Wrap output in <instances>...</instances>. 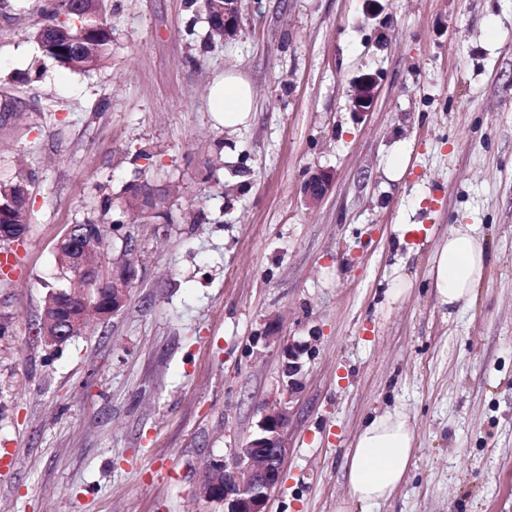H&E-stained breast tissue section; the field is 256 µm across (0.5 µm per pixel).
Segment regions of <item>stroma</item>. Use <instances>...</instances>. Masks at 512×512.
<instances>
[{"label":"stroma","instance_id":"obj_1","mask_svg":"<svg viewBox=\"0 0 512 512\" xmlns=\"http://www.w3.org/2000/svg\"><path fill=\"white\" fill-rule=\"evenodd\" d=\"M56 3L0 0V188L29 190L24 237L0 245L21 258L0 268V512H224L199 495L208 465L276 402L268 512H338L358 431L393 408L416 452L372 512H512V0H243L223 41L188 0H106L88 71L32 39ZM228 70L255 95L232 134L209 101ZM143 180L165 200L125 227V307L44 344L59 240ZM399 224L421 230L400 245ZM452 224L485 237L489 275L447 320L428 258ZM399 268L413 287L390 309ZM378 75L365 73L354 79L351 90V106L353 112L365 115L371 112L377 93ZM332 178L328 172L320 171L310 175L304 184V197L309 205L317 204L328 192Z\"/></svg>","mask_w":512,"mask_h":512}]
</instances>
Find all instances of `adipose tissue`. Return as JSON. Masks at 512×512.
<instances>
[{
	"mask_svg": "<svg viewBox=\"0 0 512 512\" xmlns=\"http://www.w3.org/2000/svg\"><path fill=\"white\" fill-rule=\"evenodd\" d=\"M215 118L233 133L254 116L251 85L234 71L210 90ZM488 272L485 239L474 225L454 224L447 242L430 259V280L437 305L444 317L469 306ZM416 432L402 410L370 417L359 431L347 455L345 479L349 504L362 508L390 500L404 483L416 448Z\"/></svg>",
	"mask_w": 512,
	"mask_h": 512,
	"instance_id": "ef3b65f1",
	"label": "adipose tissue"
}]
</instances>
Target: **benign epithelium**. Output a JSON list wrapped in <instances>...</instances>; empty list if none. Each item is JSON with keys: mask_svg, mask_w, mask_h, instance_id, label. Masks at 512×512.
<instances>
[{"mask_svg": "<svg viewBox=\"0 0 512 512\" xmlns=\"http://www.w3.org/2000/svg\"><path fill=\"white\" fill-rule=\"evenodd\" d=\"M221 24L224 38L235 35L239 25L241 0H223ZM378 75L365 73L354 79L351 90L353 112L365 115L371 112L377 93ZM332 183L329 173L320 171L310 175L304 184V197L308 204H317L328 192ZM133 200L122 207V214L134 209L143 218L156 213L160 195L146 184L138 185L132 192ZM28 220H11L0 223V239L20 238ZM73 252L71 263L65 270L83 281L85 292L79 303L65 307L53 302L45 306L36 333L47 344H61L84 332L83 306L91 303L97 307L96 316L106 320L119 312L126 303L127 293L135 274L133 263L117 260L109 273L103 272L101 261L89 262L86 256L104 255L101 238L87 224H74L63 236L58 249ZM105 283L103 292H97L99 283ZM286 415L281 407L269 405L260 421V434L233 451L229 461L216 460L209 466L208 479L200 489L201 497L208 502L224 504V512H266L270 492L276 488L283 473L287 454L282 430Z\"/></svg>", "mask_w": 512, "mask_h": 512, "instance_id": "1", "label": "benign epithelium"}]
</instances>
